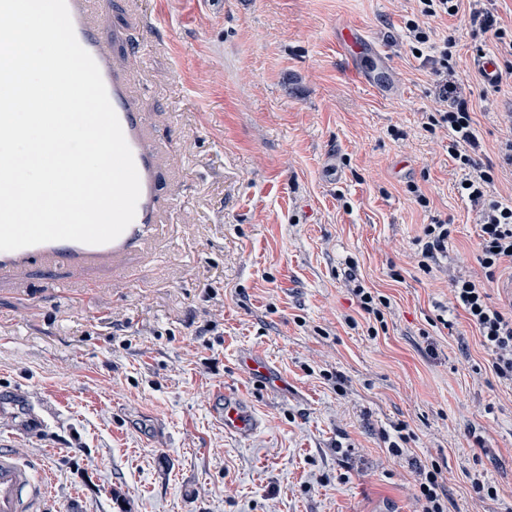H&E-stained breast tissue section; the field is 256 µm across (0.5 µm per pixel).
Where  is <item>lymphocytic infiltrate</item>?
I'll list each match as a JSON object with an SVG mask.
<instances>
[{
	"instance_id": "lymphocytic-infiltrate-1",
	"label": "lymphocytic infiltrate",
	"mask_w": 512,
	"mask_h": 512,
	"mask_svg": "<svg viewBox=\"0 0 512 512\" xmlns=\"http://www.w3.org/2000/svg\"><path fill=\"white\" fill-rule=\"evenodd\" d=\"M456 0H418L417 16L408 20L407 30L411 51L430 47L440 69H447L454 42L431 44L424 20L456 12ZM453 99L447 110L432 113L427 122L429 130L448 131V153L467 169L462 194L482 207L480 242L476 274H461L452 278L449 288L454 307L462 309L467 320L478 331L483 347L492 357L491 370L499 383L512 388V307L491 304L485 284L492 281L504 262L512 263V202L491 199L489 190L494 183L492 167L482 166L474 158L479 146L467 100L457 98L454 82L444 84ZM448 482L438 466L422 468L417 480L415 512H446L445 492Z\"/></svg>"
}]
</instances>
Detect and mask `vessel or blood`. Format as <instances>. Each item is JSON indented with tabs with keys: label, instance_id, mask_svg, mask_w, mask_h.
<instances>
[{
	"label": "vessel or blood",
	"instance_id": "b4317fda",
	"mask_svg": "<svg viewBox=\"0 0 512 512\" xmlns=\"http://www.w3.org/2000/svg\"><path fill=\"white\" fill-rule=\"evenodd\" d=\"M79 44L96 61L125 138L132 150L141 182V195L134 221L114 241L87 245L55 241L0 252V282L18 280L30 268L52 270L66 267L80 272L110 271L113 278L131 281L135 275L133 258L149 257L168 230L166 214L171 206L173 171L168 163L175 146L159 140L153 123L144 112L141 94L132 69L118 57L116 42L103 34L106 10L102 0H67ZM336 39L355 66L361 83L379 92L389 87L386 54L359 28L341 24ZM476 66L487 85L501 78L497 57L478 56ZM223 404L219 419L225 432L246 436L257 421L242 398L221 391ZM46 491L30 462L19 459L0 437V512H44Z\"/></svg>",
	"mask_w": 512,
	"mask_h": 512
}]
</instances>
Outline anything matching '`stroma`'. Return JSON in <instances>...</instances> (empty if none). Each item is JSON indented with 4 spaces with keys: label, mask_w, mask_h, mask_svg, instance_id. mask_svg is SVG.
Segmentation results:
<instances>
[{
    "label": "stroma",
    "mask_w": 512,
    "mask_h": 512,
    "mask_svg": "<svg viewBox=\"0 0 512 512\" xmlns=\"http://www.w3.org/2000/svg\"><path fill=\"white\" fill-rule=\"evenodd\" d=\"M105 7L106 30L130 37L156 134L177 145L178 206L135 282L37 268L0 284V432L47 474L45 512H414L434 461L448 512H512V390L448 301L450 276L478 267L480 212L446 131L425 127L447 104L409 49L417 0ZM482 8L512 29V0H460L430 37L456 39L475 158L510 202L497 144L512 69L479 96L477 53L501 52L471 32ZM340 23L389 52L391 95L358 83ZM438 220L454 232L425 272L415 253ZM356 282L390 299L384 324L359 309ZM247 355L268 377L241 367ZM221 388L251 406V435L213 415ZM476 477L497 497L476 499Z\"/></svg>",
    "instance_id": "35a3bbf8"
}]
</instances>
